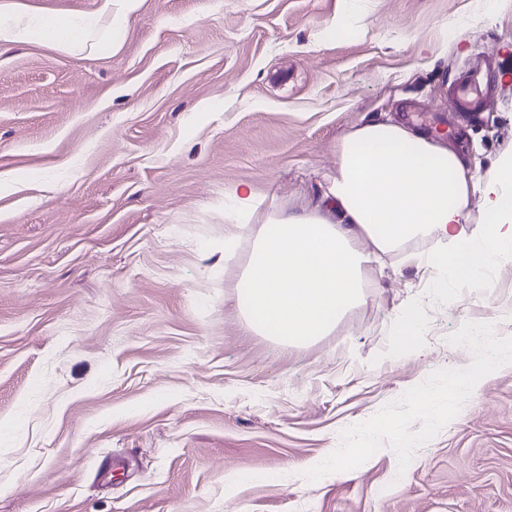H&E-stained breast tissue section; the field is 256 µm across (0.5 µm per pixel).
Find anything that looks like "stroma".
Here are the masks:
<instances>
[{"instance_id": "obj_1", "label": "stroma", "mask_w": 512, "mask_h": 512, "mask_svg": "<svg viewBox=\"0 0 512 512\" xmlns=\"http://www.w3.org/2000/svg\"><path fill=\"white\" fill-rule=\"evenodd\" d=\"M27 3L90 29L103 0ZM492 61L468 123L452 91ZM386 120L491 177L512 0H141L90 52L0 46V512H512V262L443 283L429 235L305 343L238 307L232 191L315 196ZM401 333L399 338L400 348L407 350L413 344L415 337L418 335L421 314L415 307H407L401 314Z\"/></svg>"}]
</instances>
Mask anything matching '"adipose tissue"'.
<instances>
[{
  "mask_svg": "<svg viewBox=\"0 0 512 512\" xmlns=\"http://www.w3.org/2000/svg\"><path fill=\"white\" fill-rule=\"evenodd\" d=\"M139 2L103 0L107 24L89 32L35 15L23 0H8L16 19L0 25V44L34 40L81 52L109 37L114 16L135 11ZM336 169L317 203L263 217L252 189L233 194V219L262 222L239 304L248 325L264 335L284 342L323 335L360 299L366 265L413 238L433 232L446 241V248L419 261L455 280L512 256V162L479 185L441 137L402 122L374 121L340 138ZM477 187L486 202V228L479 233L469 231L467 212ZM364 241L371 251L361 250Z\"/></svg>",
  "mask_w": 512,
  "mask_h": 512,
  "instance_id": "adipose-tissue-1",
  "label": "adipose tissue"
}]
</instances>
